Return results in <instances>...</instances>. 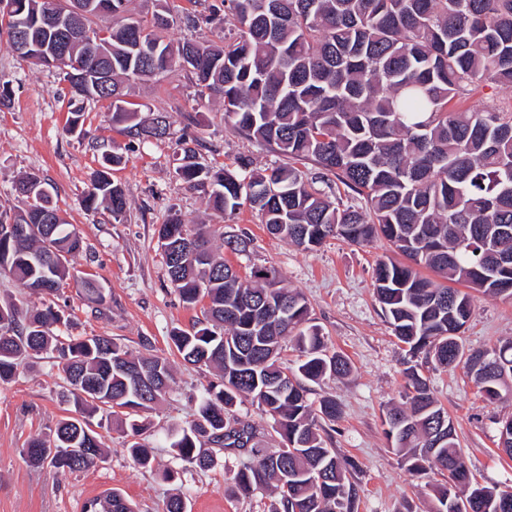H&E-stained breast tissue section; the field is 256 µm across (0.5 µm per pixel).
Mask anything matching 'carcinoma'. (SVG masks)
<instances>
[{
  "instance_id": "cac0c4a2",
  "label": "carcinoma",
  "mask_w": 512,
  "mask_h": 512,
  "mask_svg": "<svg viewBox=\"0 0 512 512\" xmlns=\"http://www.w3.org/2000/svg\"><path fill=\"white\" fill-rule=\"evenodd\" d=\"M18 2L16 15L0 16L9 48L14 30L24 26L35 28L47 48L57 45L58 32L36 26L47 11L66 13L80 33L60 67L76 116L86 102L107 101L112 124L128 136L163 138L126 106L122 80H152L176 67L191 75L199 95L219 97L224 121L293 164L257 170L241 158L234 171L214 170L198 161L195 140L185 138L176 174L187 187L222 216L244 206L257 210L269 233L303 249L329 237L357 245L387 241L409 260L388 258L374 269L377 300L394 335L412 355L441 367L464 362L487 399L501 397L503 382L474 368L494 356L499 373L512 378V340L465 354L459 333L470 316L469 291L512 298V261L495 267L497 257L512 258V111L450 103L476 84H512V0H218L180 18L165 7L134 17L130 0ZM100 16L111 23L99 25ZM229 18L235 36L222 47L199 45L192 61L194 43L166 40L179 21L196 26ZM121 163L117 154L103 155L86 208L101 201L114 218L123 215V189L112 180ZM333 179L363 206H344L316 188ZM25 188L34 202L24 195L23 208L0 214V225L27 227L22 237H0V276L31 294L51 295L71 277L70 258L83 241L53 205L50 184L28 174L16 185ZM212 232L175 212L159 229V238L181 242L177 259L163 254L181 301L195 307L208 299L203 318L174 329L171 341L185 362L221 372L195 418L170 428L175 458L184 470L205 469L216 457L202 443L237 449L247 460L233 475L234 487L245 495L273 488L274 512H355V485L318 428L321 420L340 419L341 408L332 396L311 401L302 383L346 374L347 359L328 351L305 298L281 286L276 268L239 276L212 255ZM250 243L245 232L224 236L235 254L247 253ZM3 320L10 330L0 332V381L11 379L23 358L51 349L75 407L76 416L59 421L52 438L29 442L31 462L48 460L62 472L96 466L104 449L87 417L102 411L133 438V461L150 466L136 416L170 390L167 359L134 356L106 335L63 341L56 331L68 319L51 305L31 312L7 302L0 305ZM289 336L302 357L291 376L278 363ZM157 369L164 382L156 393L134 395L132 376ZM247 397L273 421L280 447H258L257 428L235 416ZM401 399L406 407L387 412L386 434L409 473L444 477L432 486L431 512H512V488L472 480L453 421L416 364L405 371ZM498 433V447L512 458V418L499 422ZM85 512H136V505L113 489Z\"/></svg>"
}]
</instances>
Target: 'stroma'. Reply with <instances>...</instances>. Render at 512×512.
I'll return each mask as SVG.
<instances>
[{
    "label": "stroma",
    "instance_id": "stroma-1",
    "mask_svg": "<svg viewBox=\"0 0 512 512\" xmlns=\"http://www.w3.org/2000/svg\"><path fill=\"white\" fill-rule=\"evenodd\" d=\"M0 78L11 87L10 104L0 106V213L20 207L13 186L35 173L53 186L61 216L83 239L82 250L70 260L72 279L53 297L68 320L64 335L109 334L131 353L167 358L173 373L171 391L146 414L141 441L153 451L149 468L133 462L127 438L113 419L96 415L90 423L100 436L104 461L63 474L50 464H33L26 449L33 438L48 437L60 420L72 416V403L62 397L67 383L52 353L24 360L11 380L0 381V512H84L90 499L113 489L132 500L138 512H165L179 488L191 512H271L275 496L270 489L247 495L234 490L231 477L241 454L221 451L213 467L184 472L168 446L169 426L192 420L215 378L211 369L184 363L170 340L173 329L189 328L197 316L172 287L158 243L159 227L173 210L191 226L247 232L252 239L248 254L232 253L217 237L212 244L241 275L254 266L275 267L285 286L305 296L328 349L348 360L349 374L312 384L310 398L335 397L342 409L340 420L325 424L323 435L339 457L355 464L350 480L358 489L357 512H430L431 489L424 478L407 472L385 434L386 414L401 400L410 359L374 294V268L390 256L388 245L357 246L330 238L305 251L270 235L250 208L224 218L215 214L204 195L174 173L183 137L196 138L202 162L212 166L230 167L246 156L255 167L266 168L285 159L225 123L219 101L199 96L185 71L175 69L129 87L128 99L143 117H169L165 137L143 141L113 126L103 102L86 106L81 131H69L68 84L61 71L11 52L3 30ZM112 153L124 159L114 173L126 198L119 220L106 206L88 211L81 204L102 155ZM86 277L104 290V314L95 313L78 285ZM461 336L470 349L512 340V299L472 293ZM422 372L454 421L473 480L512 487V459L498 448L497 425L512 416V393L487 401L460 364L428 363ZM173 470L179 473L174 480L168 477Z\"/></svg>",
    "mask_w": 512,
    "mask_h": 512
}]
</instances>
